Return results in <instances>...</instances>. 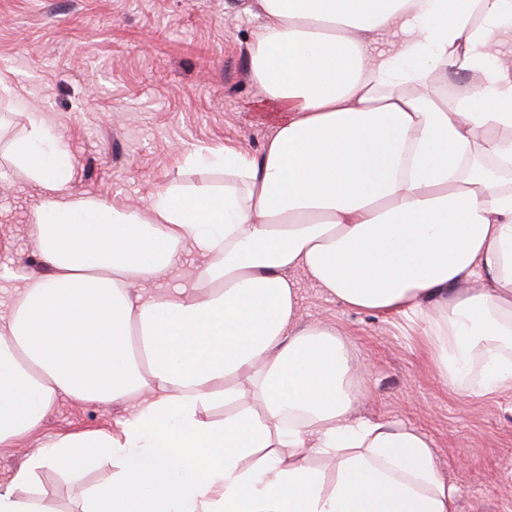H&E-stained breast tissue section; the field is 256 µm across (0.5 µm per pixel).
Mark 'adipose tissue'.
<instances>
[{
  "mask_svg": "<svg viewBox=\"0 0 512 512\" xmlns=\"http://www.w3.org/2000/svg\"><path fill=\"white\" fill-rule=\"evenodd\" d=\"M254 81L276 114L259 156L188 155L221 185L142 209L69 189L36 119L14 158L43 190L45 273L0 321V447L58 398L131 405L112 431L56 435L0 487V512H52L39 470L110 463L77 512H457L430 437L355 416L346 343L304 321L298 276L356 311L419 321L438 378L512 389V0H249ZM401 34L372 54L371 35ZM457 69L453 97L426 91ZM190 286L148 284L181 255ZM225 406L223 420L202 408ZM203 262L202 257L192 251H187L171 275L155 282L153 291L155 293H172L178 288L187 286L193 280L196 268Z\"/></svg>",
  "mask_w": 512,
  "mask_h": 512,
  "instance_id": "1",
  "label": "adipose tissue"
}]
</instances>
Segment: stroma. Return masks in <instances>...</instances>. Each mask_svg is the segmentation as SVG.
<instances>
[{"label":"stroma","mask_w":512,"mask_h":512,"mask_svg":"<svg viewBox=\"0 0 512 512\" xmlns=\"http://www.w3.org/2000/svg\"><path fill=\"white\" fill-rule=\"evenodd\" d=\"M260 26L224 0H0V266L41 274L29 232L39 189L16 166L13 142L29 116L69 147L71 190L115 206H145L171 184L219 185L222 174L189 167L188 154L227 145L259 155L274 122L250 73ZM305 320L336 329L366 398L356 415L426 432L457 488L459 512H512V390L460 394L436 378L421 329L344 307L300 278ZM121 406L58 399L41 427L0 448V486L56 435L112 430ZM109 467L84 476L39 473L54 512H72Z\"/></svg>","instance_id":"stroma-1"}]
</instances>
